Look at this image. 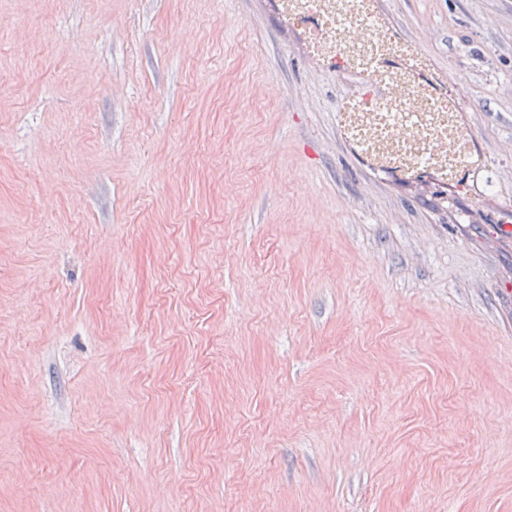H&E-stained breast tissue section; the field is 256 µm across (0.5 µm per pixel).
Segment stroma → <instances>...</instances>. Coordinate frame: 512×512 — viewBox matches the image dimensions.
<instances>
[{"label": "stroma", "instance_id": "35a3bbf8", "mask_svg": "<svg viewBox=\"0 0 512 512\" xmlns=\"http://www.w3.org/2000/svg\"><path fill=\"white\" fill-rule=\"evenodd\" d=\"M379 8L493 194L269 0H0V512H512V0Z\"/></svg>", "mask_w": 512, "mask_h": 512}]
</instances>
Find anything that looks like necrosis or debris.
Listing matches in <instances>:
<instances>
[{
	"instance_id": "1",
	"label": "necrosis or debris",
	"mask_w": 512,
	"mask_h": 512,
	"mask_svg": "<svg viewBox=\"0 0 512 512\" xmlns=\"http://www.w3.org/2000/svg\"><path fill=\"white\" fill-rule=\"evenodd\" d=\"M325 72L356 73L365 91L338 106L357 155L389 175L454 176L472 160L453 96L436 92L420 46L392 38L375 0H273Z\"/></svg>"
}]
</instances>
